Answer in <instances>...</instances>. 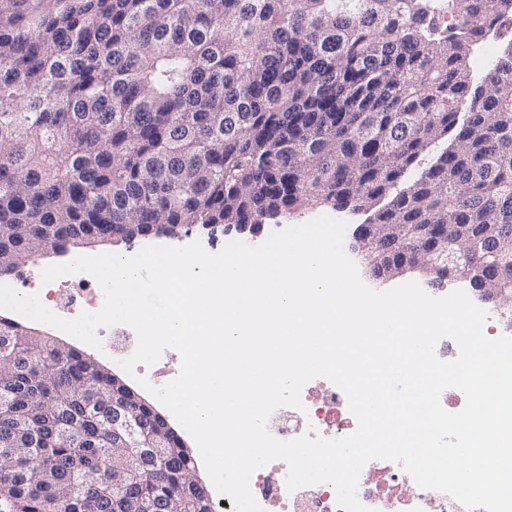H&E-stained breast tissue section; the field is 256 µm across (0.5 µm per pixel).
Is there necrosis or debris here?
I'll use <instances>...</instances> for the list:
<instances>
[{
    "mask_svg": "<svg viewBox=\"0 0 512 512\" xmlns=\"http://www.w3.org/2000/svg\"><path fill=\"white\" fill-rule=\"evenodd\" d=\"M22 294H38L57 315L72 319L81 312L98 311L104 304L103 291L88 273L77 272L42 284L41 269L29 267L22 275ZM302 409L282 406L267 420L268 431L281 440L314 433L327 439L343 438L357 428L344 392L324 377L307 382L301 391ZM289 465L276 459L257 469L250 489L264 512H342L335 489L327 483L288 490ZM357 494L374 512H466L450 496L420 488L397 463L373 459L361 470Z\"/></svg>",
    "mask_w": 512,
    "mask_h": 512,
    "instance_id": "1",
    "label": "necrosis or debris"
}]
</instances>
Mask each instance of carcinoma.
<instances>
[{
    "mask_svg": "<svg viewBox=\"0 0 512 512\" xmlns=\"http://www.w3.org/2000/svg\"><path fill=\"white\" fill-rule=\"evenodd\" d=\"M0 0V275L82 230L266 224L314 206L369 218L374 278L452 239L454 278L512 305V42L466 113L468 46L512 0ZM429 166L416 171L421 157ZM112 374L0 318V512H212L158 426L112 445ZM136 476L91 505L74 489Z\"/></svg>",
    "mask_w": 512,
    "mask_h": 512,
    "instance_id": "carcinoma-1",
    "label": "carcinoma"
}]
</instances>
